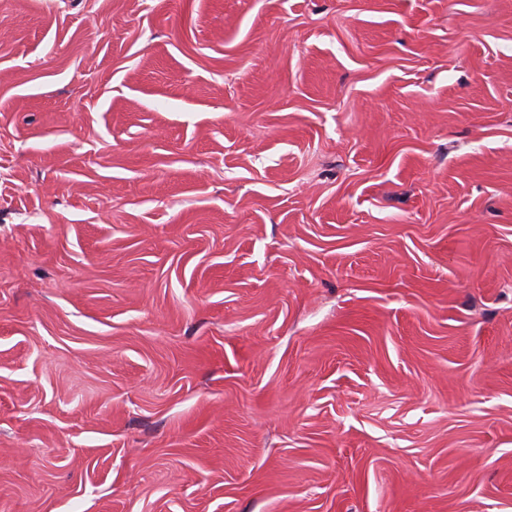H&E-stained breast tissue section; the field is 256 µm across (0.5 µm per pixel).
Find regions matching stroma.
<instances>
[{"label":"stroma","instance_id":"obj_1","mask_svg":"<svg viewBox=\"0 0 512 512\" xmlns=\"http://www.w3.org/2000/svg\"><path fill=\"white\" fill-rule=\"evenodd\" d=\"M0 512H512V0H0Z\"/></svg>","mask_w":512,"mask_h":512}]
</instances>
